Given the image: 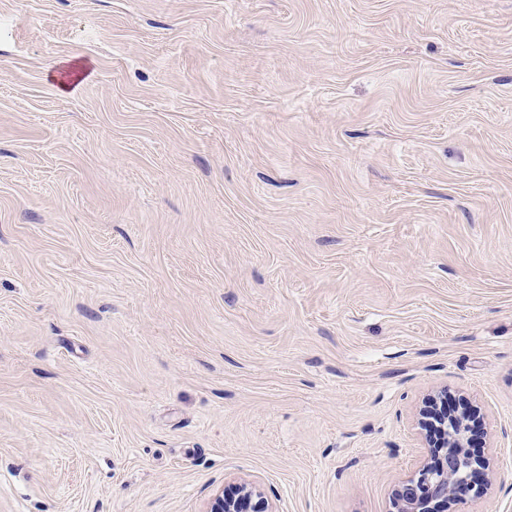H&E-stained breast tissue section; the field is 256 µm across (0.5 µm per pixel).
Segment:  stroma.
<instances>
[{
	"label": "stroma",
	"mask_w": 512,
	"mask_h": 512,
	"mask_svg": "<svg viewBox=\"0 0 512 512\" xmlns=\"http://www.w3.org/2000/svg\"><path fill=\"white\" fill-rule=\"evenodd\" d=\"M432 397L512 512V0H0V512H390ZM239 493L217 492L210 502L208 512H268V502L262 492L247 484L238 487Z\"/></svg>",
	"instance_id": "35a3bbf8"
}]
</instances>
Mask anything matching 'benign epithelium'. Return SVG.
I'll use <instances>...</instances> for the list:
<instances>
[{"instance_id": "7a95c632", "label": "benign epithelium", "mask_w": 512, "mask_h": 512, "mask_svg": "<svg viewBox=\"0 0 512 512\" xmlns=\"http://www.w3.org/2000/svg\"><path fill=\"white\" fill-rule=\"evenodd\" d=\"M419 427L442 454L441 462L421 468L402 486L393 497V512H457L464 500L483 497L487 484L478 479L468 414L432 398L420 409ZM208 512H268V502L262 492L241 484L234 494L217 492Z\"/></svg>"}]
</instances>
